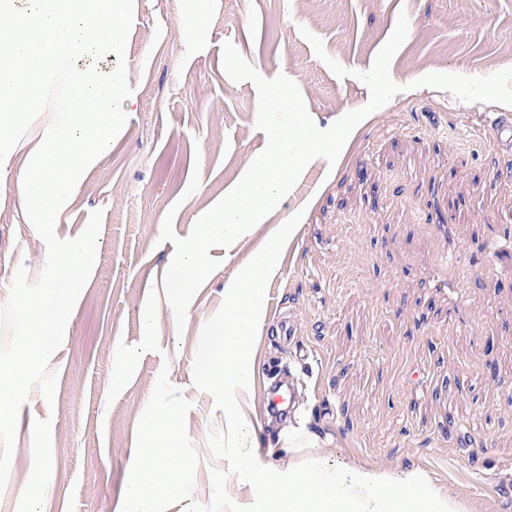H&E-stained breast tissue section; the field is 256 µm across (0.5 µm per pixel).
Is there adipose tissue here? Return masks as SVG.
Returning <instances> with one entry per match:
<instances>
[{"label":"adipose tissue","instance_id":"1","mask_svg":"<svg viewBox=\"0 0 512 512\" xmlns=\"http://www.w3.org/2000/svg\"><path fill=\"white\" fill-rule=\"evenodd\" d=\"M132 0H0V197L27 205L29 224L54 223L70 206L85 172L96 166L123 123L129 99L110 60L124 36ZM297 224L281 225L224 290V315L209 324V348L197 376L224 402L222 478L250 489L248 512H463L417 469L387 470L318 455L323 437L294 412L278 442L288 459L239 452L252 432L243 400L259 371L254 343L266 319L262 286L279 271V250ZM179 408L151 404L138 438L122 512H156L179 468Z\"/></svg>","mask_w":512,"mask_h":512}]
</instances>
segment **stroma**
I'll return each instance as SVG.
<instances>
[{"label":"stroma","mask_w":512,"mask_h":512,"mask_svg":"<svg viewBox=\"0 0 512 512\" xmlns=\"http://www.w3.org/2000/svg\"><path fill=\"white\" fill-rule=\"evenodd\" d=\"M407 37L390 64L405 90L358 124L337 167L310 162L269 220L230 248L177 332L163 289L178 236L240 180L267 138L258 96L222 66L231 42L264 77L285 74L315 124L329 128L370 99L321 61L368 70L399 12ZM112 66L131 105L100 163L57 220L59 238L101 211L97 257L49 367L54 402L32 390L19 418L0 512H119L140 426L159 385L180 408L187 465L161 512H225L248 489L224 484V404L195 368L224 287L277 225L302 212L281 267L260 292L268 321L249 404L263 448L287 417L267 411L275 376L293 409L333 437L322 453L414 467L464 512H512V150L494 130L512 107L464 103L415 87L430 72L483 76L512 67V0H135ZM196 191H189L192 175ZM46 244L16 200H0V300L18 266L37 279ZM152 310V325L141 314ZM296 325L291 341L275 332ZM53 462L36 470V456Z\"/></svg>","instance_id":"stroma-1"}]
</instances>
